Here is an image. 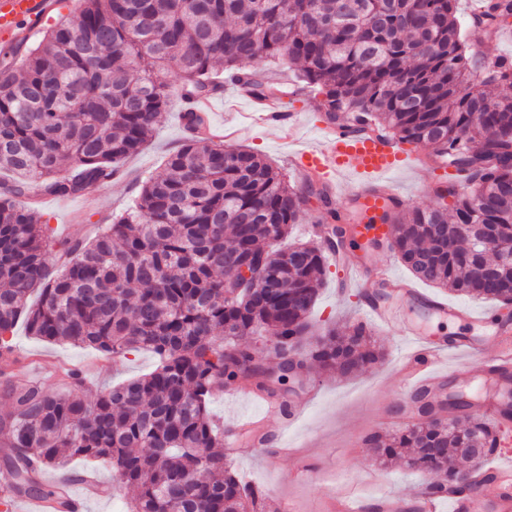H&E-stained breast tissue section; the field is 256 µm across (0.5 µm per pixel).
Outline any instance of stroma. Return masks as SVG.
Returning a JSON list of instances; mask_svg holds the SVG:
<instances>
[{"label": "stroma", "instance_id": "stroma-1", "mask_svg": "<svg viewBox=\"0 0 512 512\" xmlns=\"http://www.w3.org/2000/svg\"><path fill=\"white\" fill-rule=\"evenodd\" d=\"M474 4L475 0H459L458 19L466 53L481 78L485 75L484 64L500 58L512 59V32L495 39L472 25L470 14ZM165 80L169 102L156 120V132L137 154L124 162L112 181L99 185L101 210L87 214L84 222L75 223L71 216L81 206L80 197H43L39 209L56 236L91 240L98 225L110 223L112 215L133 204L145 178L158 173L166 156L188 139L181 119L180 80L172 72L166 74ZM291 109L302 113L303 119L288 139L280 137L278 131L255 126L250 119L249 101L238 97L235 86L230 84L212 94L207 113L212 124L236 127L234 147L262 155L289 184L298 185L302 175L290 156L322 140L323 122L309 97L294 98ZM448 175V170L442 168H403L390 180L408 199L410 207L424 208L435 205L431 188L447 181ZM342 278L340 265L330 264L310 314L316 332L361 319L362 291L356 287L340 289ZM373 336L386 355L382 364L350 379L314 369L288 378V399H299L308 390L313 392V399L292 423H284L276 415L268 416L266 446H243L241 454L232 459L233 471L244 483L267 489V512H323L326 498L343 493L365 500L385 493L409 497L429 483V475L408 469L402 461L382 464L359 441L360 436L377 431L398 387L394 367L408 348L400 329H377ZM13 343L22 362L29 364L32 376L42 379L53 392L60 389L58 376L64 368L80 369L88 391L96 393L148 374L158 363L153 353L143 350L113 360L90 348L45 342L29 336L21 324L14 331ZM282 441L293 448V455H276ZM307 461L312 464L310 477L297 479L296 471ZM83 472L95 473L108 488L106 495L87 501L86 512H127L133 491L119 481L109 466L74 459L65 471L46 470L44 480L52 483L60 474L74 476Z\"/></svg>", "mask_w": 512, "mask_h": 512}]
</instances>
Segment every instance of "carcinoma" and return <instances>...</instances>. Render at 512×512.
I'll list each match as a JSON object with an SVG mask.
<instances>
[{
	"label": "carcinoma",
	"mask_w": 512,
	"mask_h": 512,
	"mask_svg": "<svg viewBox=\"0 0 512 512\" xmlns=\"http://www.w3.org/2000/svg\"><path fill=\"white\" fill-rule=\"evenodd\" d=\"M456 13V0H81L35 45L0 54V171L11 174L0 183V376L20 321L41 340L160 359L92 400L73 368L63 372L64 396L39 379L6 381L0 464L12 493L56 494L39 471L80 457L136 490L129 512H264V494L220 452L214 389L248 382L276 397L292 361L301 372L354 376L384 357L361 322L301 351L328 255L359 244L340 226L332 240L275 248L299 219L302 189L260 155L203 136L198 112L183 113L192 136L93 240H56L37 203H19L112 180L153 137L168 100L162 70L178 75L189 100L218 90V65L267 97L285 91L259 64H297L299 82L321 96L322 120L351 118L428 147L464 175L466 191L450 211L384 212L392 249L420 281L512 304V262L487 254L512 245V60L493 63L498 93L471 84ZM478 24L495 37L508 29L512 0H483ZM54 256L65 265L59 275ZM260 331L275 339L277 376L246 343ZM464 417L460 426L433 415L391 436L369 433L364 444L404 457L434 477L424 492L442 495L471 481L448 466V452L498 448V422Z\"/></svg>",
	"instance_id": "obj_1"
}]
</instances>
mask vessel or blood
I'll return each mask as SVG.
<instances>
[{"instance_id": "b4317fda", "label": "vessel or blood", "mask_w": 512, "mask_h": 512, "mask_svg": "<svg viewBox=\"0 0 512 512\" xmlns=\"http://www.w3.org/2000/svg\"><path fill=\"white\" fill-rule=\"evenodd\" d=\"M64 0H0V47L27 44L42 24L56 15ZM253 118L257 125L272 126L280 132L293 130L298 115L285 112L268 101L254 104ZM326 142L310 151L301 152L295 165L300 172L320 180L325 186L348 178L353 182L347 192L351 212H382L403 205L404 197L388 181L395 169L408 166H428L425 155H407L400 143L373 132H357L350 125L325 127ZM360 238L381 251L391 248V228L388 224H361ZM347 285L369 282L371 289L362 301L365 319L386 329L401 326L411 343V350L399 362L396 372L404 388L413 393L438 396L440 381L445 374L442 358L453 354L477 359L484 372L497 375L500 385L482 401L483 414L502 418L504 402L512 394V321H487L447 300L418 288L416 283L395 274L390 267L373 266L364 255L345 263ZM418 307L431 317L462 324V333L453 336L427 334L421 324L408 316L410 308ZM471 474L476 479L472 491L448 493V512H512V462L492 464L479 459L472 463ZM83 494L66 491L60 500H33V512H84L87 495L98 493L95 477L82 474L77 479ZM378 512H438V499L423 494L412 500L386 494L377 502Z\"/></svg>"}]
</instances>
